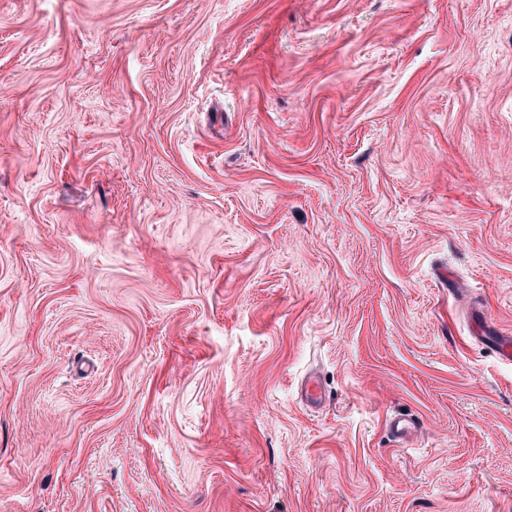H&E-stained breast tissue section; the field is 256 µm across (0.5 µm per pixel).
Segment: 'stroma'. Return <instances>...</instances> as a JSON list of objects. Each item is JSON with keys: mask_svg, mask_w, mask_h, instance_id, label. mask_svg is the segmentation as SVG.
Here are the masks:
<instances>
[{"mask_svg": "<svg viewBox=\"0 0 512 512\" xmlns=\"http://www.w3.org/2000/svg\"><path fill=\"white\" fill-rule=\"evenodd\" d=\"M480 328L512 0H0V512H512ZM385 425L388 433L397 440L414 438L421 429L420 422L415 418L399 416L388 418Z\"/></svg>", "mask_w": 512, "mask_h": 512, "instance_id": "35a3bbf8", "label": "stroma"}]
</instances>
